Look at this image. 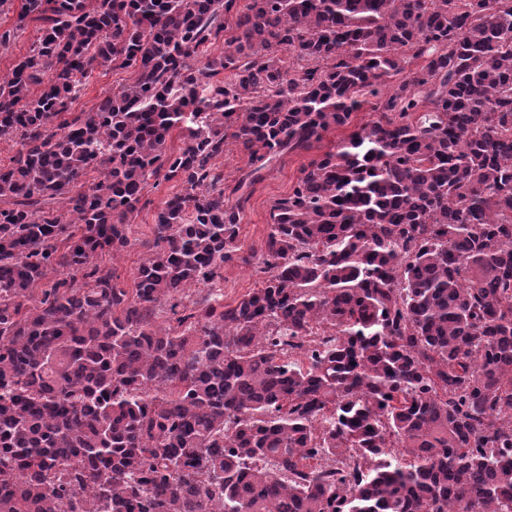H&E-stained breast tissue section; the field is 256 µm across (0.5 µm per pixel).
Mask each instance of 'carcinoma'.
<instances>
[{"instance_id":"carcinoma-1","label":"carcinoma","mask_w":512,"mask_h":512,"mask_svg":"<svg viewBox=\"0 0 512 512\" xmlns=\"http://www.w3.org/2000/svg\"><path fill=\"white\" fill-rule=\"evenodd\" d=\"M31 22L0 80V512H512V0H23L0 47ZM114 62L134 83L70 111ZM366 87L382 118L302 170L224 304L231 196ZM161 178L129 292L98 258ZM36 37L35 23H30L26 31L11 45L8 51L0 50V76L5 77L10 72L16 59L26 54ZM215 164L218 171L224 175V187L226 188H232L241 176L249 171L247 157L235 144H229L224 156L217 158Z\"/></svg>"}]
</instances>
